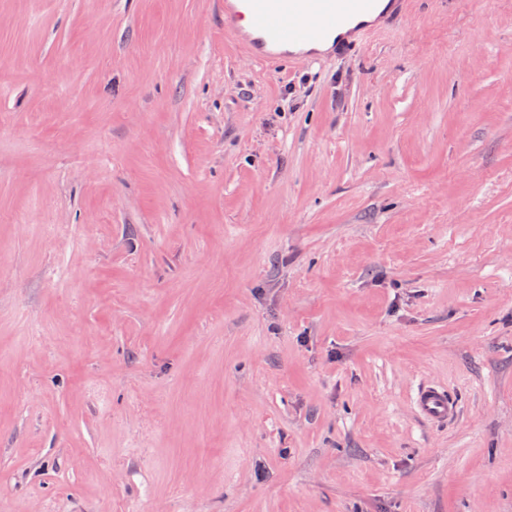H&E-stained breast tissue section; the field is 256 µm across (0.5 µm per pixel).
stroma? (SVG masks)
Wrapping results in <instances>:
<instances>
[{
    "label": "stroma",
    "mask_w": 512,
    "mask_h": 512,
    "mask_svg": "<svg viewBox=\"0 0 512 512\" xmlns=\"http://www.w3.org/2000/svg\"><path fill=\"white\" fill-rule=\"evenodd\" d=\"M0 495L512 512V0L278 72L224 0H0ZM414 405L418 414L431 422H446L457 413L446 390L433 384H426L418 389Z\"/></svg>",
    "instance_id": "obj_1"
}]
</instances>
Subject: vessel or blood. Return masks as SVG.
Masks as SVG:
<instances>
[{
  "mask_svg": "<svg viewBox=\"0 0 512 512\" xmlns=\"http://www.w3.org/2000/svg\"><path fill=\"white\" fill-rule=\"evenodd\" d=\"M407 5L408 0H224V30L246 62L273 67L360 45ZM414 405L431 422L448 421L457 412L446 390L433 384L418 389Z\"/></svg>",
  "mask_w": 512,
  "mask_h": 512,
  "instance_id": "obj_1",
  "label": "vessel or blood"
}]
</instances>
